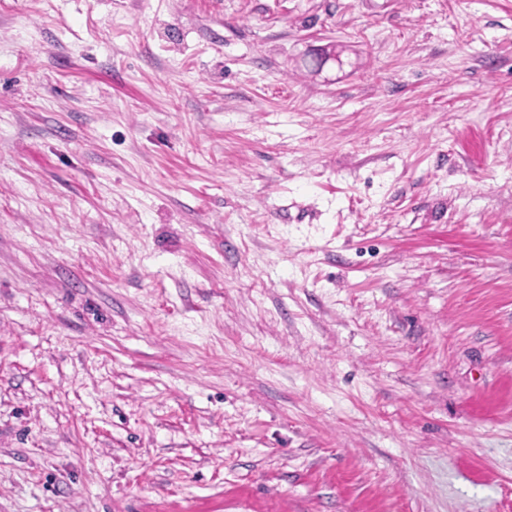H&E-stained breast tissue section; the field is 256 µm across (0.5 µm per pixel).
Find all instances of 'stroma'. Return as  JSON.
Instances as JSON below:
<instances>
[{
    "label": "stroma",
    "mask_w": 512,
    "mask_h": 512,
    "mask_svg": "<svg viewBox=\"0 0 512 512\" xmlns=\"http://www.w3.org/2000/svg\"><path fill=\"white\" fill-rule=\"evenodd\" d=\"M0 512H512V0H0Z\"/></svg>",
    "instance_id": "obj_1"
}]
</instances>
